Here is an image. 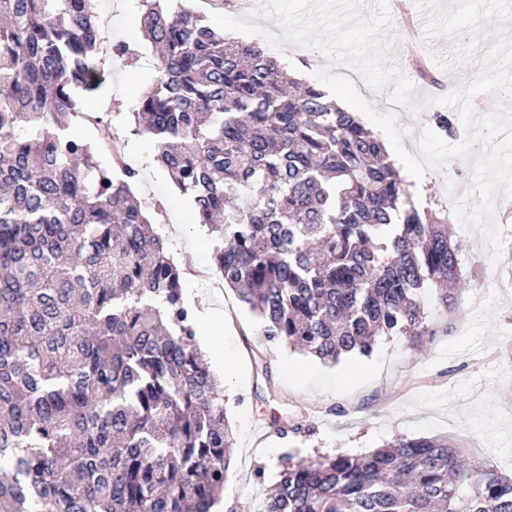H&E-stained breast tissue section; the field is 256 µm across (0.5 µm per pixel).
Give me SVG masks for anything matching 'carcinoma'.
Masks as SVG:
<instances>
[{
    "mask_svg": "<svg viewBox=\"0 0 512 512\" xmlns=\"http://www.w3.org/2000/svg\"><path fill=\"white\" fill-rule=\"evenodd\" d=\"M141 0L158 76L134 132L190 196L271 342L323 361L432 336L465 288L448 221L323 90L179 0ZM98 0H0V512H211L234 437L137 172L69 131L100 89ZM263 512H512L446 439L287 460Z\"/></svg>",
    "mask_w": 512,
    "mask_h": 512,
    "instance_id": "1",
    "label": "carcinoma"
}]
</instances>
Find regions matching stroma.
Wrapping results in <instances>:
<instances>
[{"instance_id":"obj_1","label":"stroma","mask_w":512,"mask_h":512,"mask_svg":"<svg viewBox=\"0 0 512 512\" xmlns=\"http://www.w3.org/2000/svg\"><path fill=\"white\" fill-rule=\"evenodd\" d=\"M138 0H100V56L106 81L94 96L95 116L111 120L125 160L138 172L133 186L183 274L184 296L198 312L196 341L224 388L233 429V462L224 485L229 512H261L285 458L313 460L338 453L363 456L397 437L448 438L461 455L512 472V267L492 260L481 235L468 234L467 262L475 285L448 312L436 295L420 302L434 335L411 343L377 337L370 355L325 363L267 341L254 316L228 288L191 275L212 269L213 239L196 223L189 199L155 160L148 135L132 132L131 114L156 76V55L139 29ZM191 5L235 43H255L299 82L317 85V70L350 77L360 94L387 112L399 101L405 149L417 153L422 128H435L436 100L470 82L475 64L416 68L406 56L422 24L406 26L389 0H250L222 11L217 0ZM129 46L126 57L112 46ZM288 424L282 436L271 419Z\"/></svg>"}]
</instances>
